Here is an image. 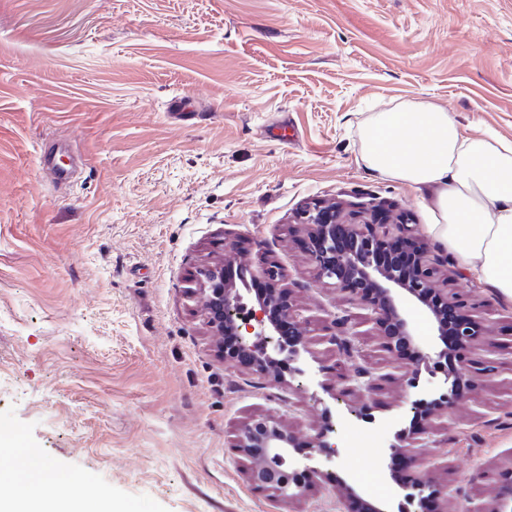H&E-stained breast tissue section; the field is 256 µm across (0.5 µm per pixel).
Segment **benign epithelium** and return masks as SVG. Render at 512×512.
<instances>
[{
	"instance_id": "1",
	"label": "benign epithelium",
	"mask_w": 512,
	"mask_h": 512,
	"mask_svg": "<svg viewBox=\"0 0 512 512\" xmlns=\"http://www.w3.org/2000/svg\"><path fill=\"white\" fill-rule=\"evenodd\" d=\"M298 220L309 228L310 236L318 242V247L312 252L317 278L371 308L374 324L381 333H386L387 321L393 320L400 325L404 336H411L412 330L404 317L407 305L417 302L429 312L431 308L424 304L425 296L434 293L442 302L459 310L462 320L456 323V331L460 341L466 344L477 336L478 326L463 311V303L458 297L435 286L437 268L446 264V258L425 256L420 252L410 275L373 263L370 254L372 242H414L408 225L387 222L386 208L377 205L344 212L313 205L300 210ZM338 227L344 228L353 239L363 242V247L355 252L336 250ZM262 274L271 287L250 308L246 307L238 289L224 285L222 265L199 268L192 278L194 288L191 293L202 300L207 324L224 359H230L224 354V333L229 331L238 337L241 350L252 356L257 370L265 372L275 366L289 370L301 353L308 351V347L299 338H284L279 325L268 318V309L283 298L280 268L269 264L262 269ZM352 335L354 332L348 318L337 316L332 320L330 340L337 349L345 348L349 343L348 337ZM388 377L387 373L376 374L367 368H357L343 379L342 386L336 388V398L360 389L369 391ZM328 432L327 428L318 430L311 437L310 449L333 463L339 456V450L336 444L327 440ZM236 448L247 460L248 479L256 490L270 491L288 501L303 494L304 487L292 481L289 469L296 465L309 470L311 466L293 457V436L280 421L262 416L245 423ZM408 499L414 512H427L429 495L424 484L415 483Z\"/></svg>"
}]
</instances>
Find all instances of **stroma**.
<instances>
[{
  "label": "stroma",
  "mask_w": 512,
  "mask_h": 512,
  "mask_svg": "<svg viewBox=\"0 0 512 512\" xmlns=\"http://www.w3.org/2000/svg\"><path fill=\"white\" fill-rule=\"evenodd\" d=\"M184 96L196 119L174 118ZM423 103L512 142V0H0V427L114 512H353L345 482L376 502L406 474L449 488L443 512H492L512 490V301L439 280L481 336L433 364L436 324L413 303L417 350L394 361L370 310L316 279L295 219L379 203L438 253L431 199L369 168L360 140L374 113ZM229 251L248 305L259 268H281L324 390L218 356L186 290ZM344 314L350 360L326 338ZM355 363L388 381L333 400ZM410 377L465 383L454 415L414 416ZM256 415L304 451L334 424L344 470L289 503L256 491L235 447ZM425 425L437 447L383 465L385 440Z\"/></svg>",
  "instance_id": "35a3bbf8"
}]
</instances>
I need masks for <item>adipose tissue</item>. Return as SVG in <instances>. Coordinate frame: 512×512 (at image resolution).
I'll return each instance as SVG.
<instances>
[{
  "label": "adipose tissue",
  "mask_w": 512,
  "mask_h": 512,
  "mask_svg": "<svg viewBox=\"0 0 512 512\" xmlns=\"http://www.w3.org/2000/svg\"><path fill=\"white\" fill-rule=\"evenodd\" d=\"M361 141L371 169L426 191L436 214L428 234L512 300V144L492 132L461 137L448 113L432 104L377 113ZM72 482L36 449L14 447L11 465L0 469V512H95L85 501L45 497L47 487Z\"/></svg>",
  "instance_id": "ef3b65f1"
}]
</instances>
